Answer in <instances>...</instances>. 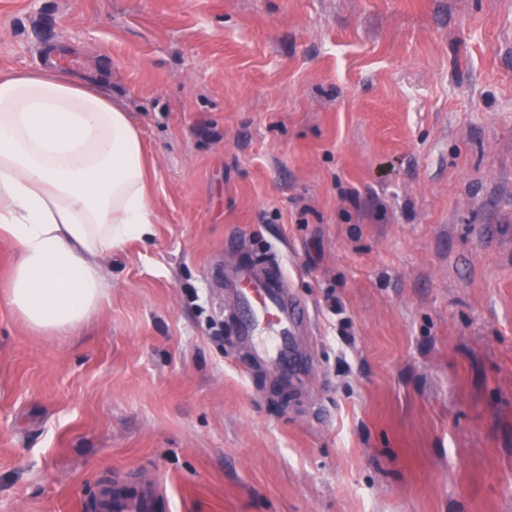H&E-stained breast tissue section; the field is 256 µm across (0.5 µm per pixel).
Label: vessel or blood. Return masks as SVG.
I'll return each mask as SVG.
<instances>
[{"instance_id":"b4317fda","label":"vessel or blood","mask_w":512,"mask_h":512,"mask_svg":"<svg viewBox=\"0 0 512 512\" xmlns=\"http://www.w3.org/2000/svg\"><path fill=\"white\" fill-rule=\"evenodd\" d=\"M224 314L231 323L235 344L242 346L250 365L259 366L288 384H303L300 372L306 360L298 344L308 327V308L288 287L278 254L265 252L248 264L224 268ZM157 497L147 491L126 497L120 484L101 490L98 512H156Z\"/></svg>"}]
</instances>
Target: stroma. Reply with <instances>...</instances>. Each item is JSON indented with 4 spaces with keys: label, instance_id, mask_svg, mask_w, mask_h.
Segmentation results:
<instances>
[{
    "label": "stroma",
    "instance_id": "stroma-1",
    "mask_svg": "<svg viewBox=\"0 0 512 512\" xmlns=\"http://www.w3.org/2000/svg\"><path fill=\"white\" fill-rule=\"evenodd\" d=\"M108 59L158 222L43 336L0 298V512H512V0H0V72ZM280 256L304 388L243 372L225 262ZM162 496L158 491L149 487L148 491L138 498H128L121 491V483L114 482L113 486L104 487L99 496V512H155L157 498Z\"/></svg>",
    "mask_w": 512,
    "mask_h": 512
}]
</instances>
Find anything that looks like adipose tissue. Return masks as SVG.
<instances>
[{"label":"adipose tissue","instance_id":"obj_1","mask_svg":"<svg viewBox=\"0 0 512 512\" xmlns=\"http://www.w3.org/2000/svg\"><path fill=\"white\" fill-rule=\"evenodd\" d=\"M107 84L53 64L0 75L6 302L40 334L89 318L112 291L106 259L154 234L144 145Z\"/></svg>","mask_w":512,"mask_h":512}]
</instances>
